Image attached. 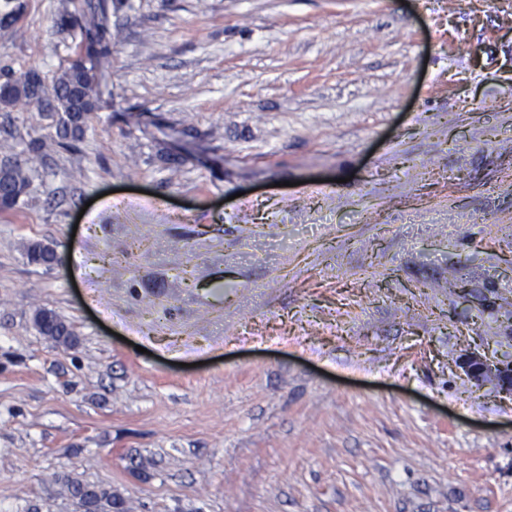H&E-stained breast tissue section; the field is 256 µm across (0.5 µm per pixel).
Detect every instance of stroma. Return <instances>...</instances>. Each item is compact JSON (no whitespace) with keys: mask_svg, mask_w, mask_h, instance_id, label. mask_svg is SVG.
Wrapping results in <instances>:
<instances>
[{"mask_svg":"<svg viewBox=\"0 0 512 512\" xmlns=\"http://www.w3.org/2000/svg\"><path fill=\"white\" fill-rule=\"evenodd\" d=\"M58 0H0L53 76ZM75 147L0 112V512H512V0H108ZM42 243L60 261H28ZM54 311L78 338L42 335ZM31 169L18 161L0 168L1 211L13 210L24 202L31 187ZM462 368L474 383L480 385L494 378L504 390L512 393V365L493 367L476 357H467L462 362ZM69 488L82 512H120L121 502L103 489L78 480L70 481Z\"/></svg>","mask_w":512,"mask_h":512,"instance_id":"35a3bbf8","label":"stroma"}]
</instances>
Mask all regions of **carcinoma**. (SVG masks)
Returning a JSON list of instances; mask_svg holds the SVG:
<instances>
[{"label": "carcinoma", "mask_w": 512, "mask_h": 512, "mask_svg": "<svg viewBox=\"0 0 512 512\" xmlns=\"http://www.w3.org/2000/svg\"><path fill=\"white\" fill-rule=\"evenodd\" d=\"M56 27L74 31L78 20L70 10V0H59L56 6ZM112 67L107 50H94L80 61L70 60L49 81L32 86L27 72L19 76L4 75L0 82V112L18 108H36L54 114L57 133L63 139L79 140L86 131L89 116L98 108V74ZM31 187L30 168L15 161L0 167V210L9 211L20 206ZM42 317L34 318L39 331L62 345L74 342L71 327L51 310H41ZM72 497L83 512H120L121 502L105 490L86 485L78 480L69 482Z\"/></svg>", "instance_id": "obj_1"}]
</instances>
